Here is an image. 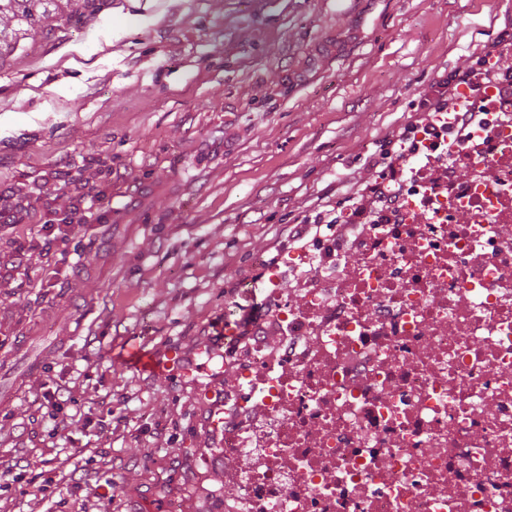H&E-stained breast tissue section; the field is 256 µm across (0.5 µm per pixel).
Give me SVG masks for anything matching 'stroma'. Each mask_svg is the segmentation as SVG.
I'll return each mask as SVG.
<instances>
[{"mask_svg": "<svg viewBox=\"0 0 512 512\" xmlns=\"http://www.w3.org/2000/svg\"><path fill=\"white\" fill-rule=\"evenodd\" d=\"M512 0H96L0 57V464L55 470L66 512H224L233 488L203 422L231 383L220 326L245 330L290 225L343 213L388 135ZM112 200L68 246L42 227L84 184ZM24 261H17L20 245ZM174 371L125 365V346ZM66 388L51 433L37 402Z\"/></svg>", "mask_w": 512, "mask_h": 512, "instance_id": "35a3bbf8", "label": "stroma"}]
</instances>
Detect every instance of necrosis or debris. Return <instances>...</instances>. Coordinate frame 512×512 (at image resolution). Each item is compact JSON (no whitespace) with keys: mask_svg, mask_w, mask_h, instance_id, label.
<instances>
[{"mask_svg":"<svg viewBox=\"0 0 512 512\" xmlns=\"http://www.w3.org/2000/svg\"><path fill=\"white\" fill-rule=\"evenodd\" d=\"M489 96L485 165L405 181L299 304L270 291L227 339L224 512H512V85Z\"/></svg>","mask_w":512,"mask_h":512,"instance_id":"4bbe7bcc","label":"necrosis or debris"}]
</instances>
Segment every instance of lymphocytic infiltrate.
I'll use <instances>...</instances> for the list:
<instances>
[{
  "label": "lymphocytic infiltrate",
  "instance_id": "1",
  "mask_svg": "<svg viewBox=\"0 0 512 512\" xmlns=\"http://www.w3.org/2000/svg\"><path fill=\"white\" fill-rule=\"evenodd\" d=\"M512 55V28L502 30L495 41L474 50L463 69L450 72L421 100V118L399 129L388 138L379 162L390 177L365 183L359 200L348 212L350 236L339 237L340 246H348L351 235L362 233L364 224L383 211L393 210L401 183L407 179H424L436 172L424 143L437 128H453L452 141L440 144V153L449 157L466 150L472 131L483 128L487 101L485 89L497 83L501 74L499 62Z\"/></svg>",
  "mask_w": 512,
  "mask_h": 512
}]
</instances>
